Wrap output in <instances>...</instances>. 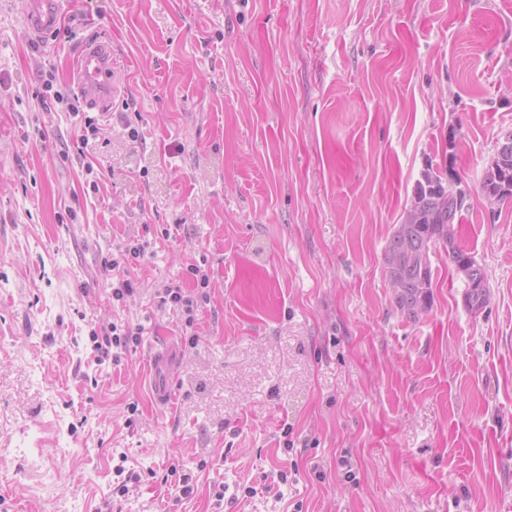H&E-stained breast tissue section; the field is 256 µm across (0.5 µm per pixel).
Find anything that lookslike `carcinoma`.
<instances>
[{"mask_svg": "<svg viewBox=\"0 0 512 512\" xmlns=\"http://www.w3.org/2000/svg\"><path fill=\"white\" fill-rule=\"evenodd\" d=\"M454 176L444 177L433 166L424 170L414 187L405 222L396 226L384 255L385 276L395 282L397 309L417 319L429 308L433 280L430 254L444 250L463 278L466 308L478 312L488 301V282L475 258L455 243L454 224L466 195ZM480 191L493 205L512 200V130L499 139L496 153L485 169Z\"/></svg>", "mask_w": 512, "mask_h": 512, "instance_id": "carcinoma-1", "label": "carcinoma"}]
</instances>
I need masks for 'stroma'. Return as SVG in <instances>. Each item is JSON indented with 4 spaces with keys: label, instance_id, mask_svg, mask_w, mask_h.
<instances>
[{
    "label": "stroma",
    "instance_id": "35a3bbf8",
    "mask_svg": "<svg viewBox=\"0 0 512 512\" xmlns=\"http://www.w3.org/2000/svg\"><path fill=\"white\" fill-rule=\"evenodd\" d=\"M24 3L0 0V512H512V201L479 190L512 130V0H71L72 39ZM90 41L125 78L84 147L36 95L44 65L76 91ZM82 153L115 171L99 193ZM429 164L490 297L470 312L440 252L413 320L384 252ZM133 238L156 255L121 303L100 260ZM191 264L189 330L158 292H194ZM113 322L145 334L97 364ZM280 469L283 499L244 495ZM171 355L169 353L162 354L156 359V373H158V379L153 383V393L158 403L165 405L168 402L169 393V378L167 368L170 363Z\"/></svg>",
    "mask_w": 512,
    "mask_h": 512
}]
</instances>
